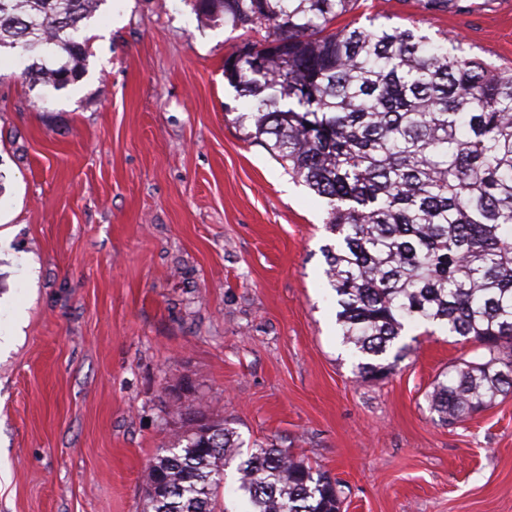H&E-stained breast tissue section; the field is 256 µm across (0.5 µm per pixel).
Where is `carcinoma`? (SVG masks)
Listing matches in <instances>:
<instances>
[{
    "instance_id": "obj_1",
    "label": "carcinoma",
    "mask_w": 512,
    "mask_h": 512,
    "mask_svg": "<svg viewBox=\"0 0 512 512\" xmlns=\"http://www.w3.org/2000/svg\"><path fill=\"white\" fill-rule=\"evenodd\" d=\"M103 0H0V50L30 85L84 75L82 24ZM358 0H195L245 32L224 77L250 99L247 138L330 201L322 249L355 378L384 379L405 323H434L487 351L448 371L429 401L452 425L512 392V72L392 25L334 28ZM146 475L147 512H218L224 469L248 512H341L338 481L237 432L184 394Z\"/></svg>"
}]
</instances>
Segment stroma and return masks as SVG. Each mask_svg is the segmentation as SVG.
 Here are the masks:
<instances>
[{"mask_svg": "<svg viewBox=\"0 0 512 512\" xmlns=\"http://www.w3.org/2000/svg\"><path fill=\"white\" fill-rule=\"evenodd\" d=\"M357 25L464 38L512 69V0H359ZM83 78L0 74V512H143L190 385L244 444L339 483L341 512H512V395L453 426L427 399L478 343L407 326L355 380L322 248L330 205L247 140L241 30L194 0H103Z\"/></svg>", "mask_w": 512, "mask_h": 512, "instance_id": "1", "label": "stroma"}]
</instances>
